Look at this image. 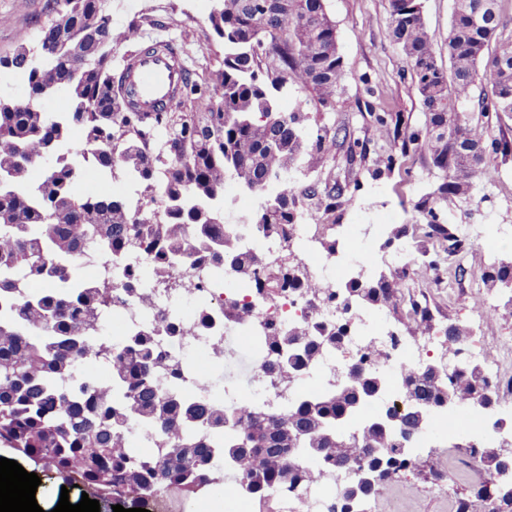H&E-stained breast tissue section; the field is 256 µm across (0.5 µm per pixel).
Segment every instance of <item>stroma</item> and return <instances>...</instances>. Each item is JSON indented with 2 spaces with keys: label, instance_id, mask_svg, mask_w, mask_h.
Returning <instances> with one entry per match:
<instances>
[{
  "label": "stroma",
  "instance_id": "1",
  "mask_svg": "<svg viewBox=\"0 0 512 512\" xmlns=\"http://www.w3.org/2000/svg\"><path fill=\"white\" fill-rule=\"evenodd\" d=\"M54 0H0V17L9 20L0 25V56L12 55L19 44L36 47L51 17ZM325 11L336 28L339 52L345 69L344 89L335 107L319 106L315 94L292 86L280 95L283 111L303 105L310 114L309 130L335 132L346 129L338 141L336 156L323 168L296 173L299 185L324 182L329 177L353 184L350 201L338 203L333 212H325L320 199L299 197L298 209L322 212V237L345 250L344 228L356 223L359 211L374 190H381L384 212L395 215L397 223L411 221L412 205L421 195L432 191L441 173L428 156L416 153L400 159L390 173L372 178L369 166L381 155L375 118H401L412 126L423 127L425 117L420 99L412 86L411 73L401 50L388 31L390 0H324ZM212 0H112V19L117 26H138L141 45L164 41L173 44L183 65L198 89L185 98L186 112L203 111L209 102L208 74L224 59V45L209 22ZM491 177L477 180V203L457 202L445 212L456 224L512 225V155L491 160ZM449 285L428 289L429 308L436 328L456 324L470 326L466 306L450 302L452 291H471L475 282L457 280L453 264H446ZM18 460L27 472L37 473L41 483L35 498L43 512H53L61 491H68L70 503H79L77 487H64L60 477L48 476L46 468L0 443V458ZM478 467L466 447L444 426L432 429L421 444L415 468L402 478L381 485L379 498L394 497L401 512H456L457 504L474 500L479 488L475 477Z\"/></svg>",
  "mask_w": 512,
  "mask_h": 512
}]
</instances>
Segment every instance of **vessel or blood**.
I'll use <instances>...</instances> for the list:
<instances>
[{"label":"vessel or blood","mask_w":512,"mask_h":512,"mask_svg":"<svg viewBox=\"0 0 512 512\" xmlns=\"http://www.w3.org/2000/svg\"><path fill=\"white\" fill-rule=\"evenodd\" d=\"M184 77V70L172 64L166 56L159 54L139 57L130 78L137 106L140 110L150 112L169 103L174 92L182 86Z\"/></svg>","instance_id":"obj_1"}]
</instances>
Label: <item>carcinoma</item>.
Returning <instances> with one entry per match:
<instances>
[{
	"label": "carcinoma",
	"instance_id": "1",
	"mask_svg": "<svg viewBox=\"0 0 512 512\" xmlns=\"http://www.w3.org/2000/svg\"><path fill=\"white\" fill-rule=\"evenodd\" d=\"M501 0H454L448 33V66L438 62L436 36L429 29L423 0H390L389 34L411 71L426 117L415 130L395 119L377 118L379 138L387 155L371 171L375 178L391 171L397 156L413 149L429 156L443 173L442 182L414 204L425 223L397 225L386 246L422 232L423 262L399 274L361 282L355 278L330 286L309 279L291 265L272 273L262 259L238 245L239 233H227L222 216L224 184L235 181L262 196L248 232L284 237L298 223L296 197L318 195L336 206L347 183L327 182L323 188L281 189L266 196L293 170H315L333 158L336 137L317 135L306 144L308 113L280 111L275 93L290 82L311 89L323 107L335 104L345 70L336 30L323 0H220L209 20L224 44L223 66L209 74L210 103L206 112H178L182 101L154 112H142L130 98L127 79L135 54L123 67L112 68V46L138 43L139 31L102 20L93 0H55L54 16L42 30L39 46L64 21V37L50 53L33 54L21 44L7 71L22 78L28 92L64 95L70 111L11 109L0 99V442L42 463L65 478L81 482L103 496L138 493L150 496L176 486L187 496L215 482L214 457L237 466L242 490L264 499L274 492L294 494L321 479L325 471L292 464V434L302 430L320 436L327 467L354 465L372 474L373 482H357L332 512H356L361 500L379 486L401 476L415 463L398 445V437L414 429L419 418L404 412L395 431L369 422L357 432L336 434V418L352 415L358 400L369 397L381 379L366 369L348 372V387L304 399L286 412L271 413L243 403L228 414L224 405H200L176 391L184 366L161 347L152 330L139 329L120 347L96 346L101 317L117 303L141 294L142 269L124 264L135 253L147 260L153 280L168 282L178 265L203 273L202 266L243 269L255 297H232L224 303V321L246 322L256 297L304 292L338 305L358 295L370 306L397 309L409 280L430 281L439 261L455 264L467 274L464 261L472 244L454 224L441 221L440 211L453 199L470 200L476 179L491 155L512 154V142L490 134L488 113L497 120L512 116V45L502 44L491 56L485 50L502 25ZM83 52L81 78L69 45ZM486 85L479 95L474 88ZM131 108L119 111L118 101ZM83 139L74 147L70 131ZM166 138L152 145L155 135ZM92 161L100 172L117 169L142 186L135 200L109 193L74 191L83 177L81 163ZM38 168L39 179L27 180ZM89 243L112 254V280L85 281L74 260ZM487 291L512 285V260L494 263L473 274ZM162 332L181 337L213 324L204 310L192 323L161 315ZM428 306L410 303L405 327L412 336L431 328ZM348 320L334 325L316 321L283 331L263 324L265 370L283 376L279 355L285 341L302 348L295 370L308 369L321 351L348 339ZM469 331L457 325L443 330L449 353L462 350ZM99 349L111 357L112 377L102 383L76 377L79 357ZM402 387L429 405L448 401L446 378L429 366L408 368ZM461 404H495V385L477 367L447 378ZM152 425L162 437L161 451L134 462L125 431L131 423ZM470 457L501 469L502 461L485 455L483 446ZM478 498L485 512H512V492L494 483L481 485Z\"/></svg>",
	"mask_w": 512,
	"mask_h": 512
}]
</instances>
